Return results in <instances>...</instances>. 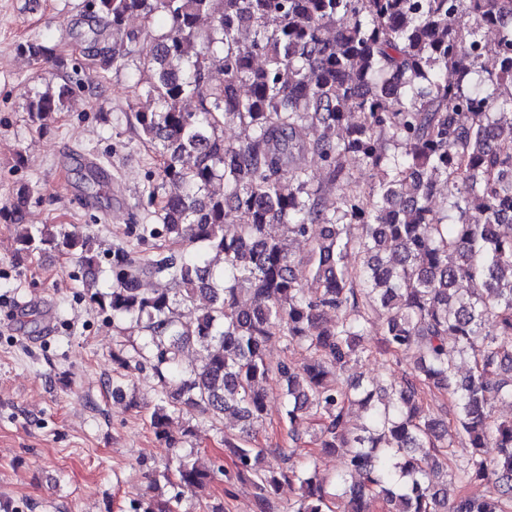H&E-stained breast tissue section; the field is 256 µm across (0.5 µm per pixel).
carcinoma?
<instances>
[{
    "label": "carcinoma",
    "mask_w": 512,
    "mask_h": 512,
    "mask_svg": "<svg viewBox=\"0 0 512 512\" xmlns=\"http://www.w3.org/2000/svg\"><path fill=\"white\" fill-rule=\"evenodd\" d=\"M160 15L170 29L156 39L148 31ZM83 17L91 49L109 27L125 34L100 49L105 65L137 55L152 71L142 88L152 107L135 112L134 130L159 157L162 181L181 187L150 192L159 223L135 228L143 241L186 243L180 256L118 249L111 284L94 273L84 280L91 304L143 336L119 361L150 367L158 381L155 437L176 447L175 414H233L239 434L224 437L232 466L218 473L227 485H253L256 512H278L284 481L299 490L288 512H333L341 497L351 512H370L372 502L380 512H506L512 420L495 421L491 410L512 401L501 380L512 373V151L495 145L512 138V0H93ZM484 27L496 30L494 41L482 38ZM243 29L253 31L247 46ZM20 49L35 62L55 58L38 40ZM489 56L493 71L483 67ZM72 93L66 81L28 97L30 120L63 111ZM187 98L197 111L185 110ZM227 124L244 138L224 140ZM296 149L321 160L326 184L290 164ZM351 160L375 176L364 192L353 187ZM218 177L222 197L207 193ZM440 183L443 211L432 206ZM327 185L342 191L339 213L326 205ZM29 194L21 186L0 208L19 228V263L53 250L95 268L93 236L23 223ZM294 238L307 241L303 281ZM152 279L167 287H144ZM374 324L378 353H412L415 363L399 382L370 389L348 372L371 353L364 340ZM272 336L310 353L301 372L267 361ZM191 342L205 356L186 372L181 353ZM462 355L471 361L465 378L456 374ZM272 380L284 387L292 442L313 422L314 447L346 449L332 480L286 448L254 445ZM426 389L449 397L466 441L454 473L448 423L424 410ZM354 407L366 423L352 432ZM490 445L492 458L483 454ZM269 456L280 464H266ZM162 477L173 494L133 500L132 512H178L184 492L205 491L214 473L184 455ZM458 481H481L489 494H457Z\"/></svg>",
    "instance_id": "carcinoma-1"
}]
</instances>
